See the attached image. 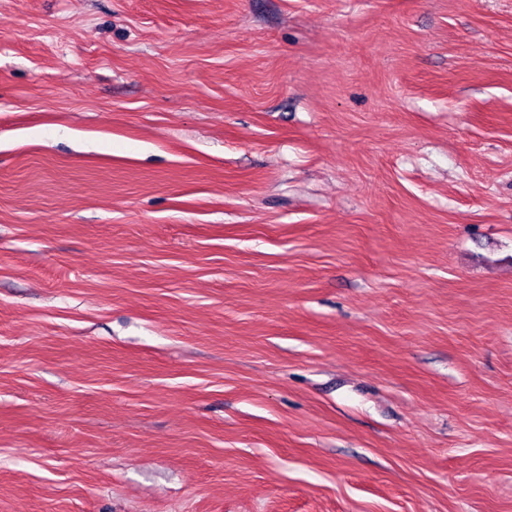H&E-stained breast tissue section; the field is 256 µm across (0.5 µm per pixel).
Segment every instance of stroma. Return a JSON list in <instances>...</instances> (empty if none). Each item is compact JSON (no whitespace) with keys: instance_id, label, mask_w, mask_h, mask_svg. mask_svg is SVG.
Wrapping results in <instances>:
<instances>
[{"instance_id":"35a3bbf8","label":"stroma","mask_w":512,"mask_h":512,"mask_svg":"<svg viewBox=\"0 0 512 512\" xmlns=\"http://www.w3.org/2000/svg\"><path fill=\"white\" fill-rule=\"evenodd\" d=\"M0 512H512V0H0Z\"/></svg>"}]
</instances>
